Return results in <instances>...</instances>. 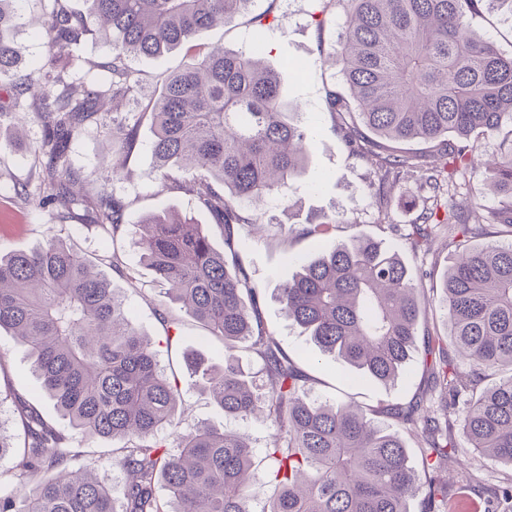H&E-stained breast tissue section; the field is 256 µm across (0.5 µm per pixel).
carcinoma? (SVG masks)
<instances>
[{"label":"carcinoma","instance_id":"cac0c4a2","mask_svg":"<svg viewBox=\"0 0 512 512\" xmlns=\"http://www.w3.org/2000/svg\"><path fill=\"white\" fill-rule=\"evenodd\" d=\"M22 2L0 0V79L10 81L13 99L11 111L0 108V122L43 126L36 176L47 195L39 203L68 215L83 209V221L111 232L114 244L128 232L127 204L108 185L122 179L138 143V115L117 111L141 92L130 60L193 52L145 104L152 155L164 186L192 196L223 229L228 252L212 246L206 225L169 212L142 219L135 234L142 261L167 285L160 319L169 320V304H178L222 339V367L195 357L190 366L224 415L268 423L264 455L274 471L258 510L249 437L203 425L168 448L160 433L178 427V390L160 369L154 343L134 327L96 264L51 234L33 250L0 256V330L25 347L40 388L72 428L123 442L112 467L125 476L124 498L116 501L98 463L85 461L31 407L19 412L22 446L0 433V459L13 458L16 481L0 495V512H408V499L421 489V512H448L453 500L466 512L467 500L455 499L463 484L440 478L455 461L456 433L512 467V241L468 244L478 226L512 228V204L487 210L443 198L468 187L475 173L495 194L512 197V139L497 155L475 159L480 139L512 123V54L474 23L482 6L512 9V0H319L317 25L337 6L345 15L333 48L341 87L326 89L337 132L357 154L382 149L379 185L412 179L432 192L407 237L411 248L439 229L455 246L439 298L450 342L426 341L431 392L386 409L420 439L418 469L399 433L353 398H310L305 376L261 326L259 288L239 261L233 226L256 223L245 208L266 197L291 210L288 181L305 168L312 135L281 95L260 44L248 52L192 45L199 31L234 21L254 0H90L83 14L68 0H49L39 22L46 55L29 72L21 68ZM97 34L110 46L100 64L108 77L81 81L73 52ZM108 101L112 112L101 111ZM109 117L113 162L100 187L86 192L69 149ZM339 222L327 213L289 225V233L321 240ZM100 263L133 281L135 271L117 253ZM277 292L285 315L322 354L384 385L405 372L422 308L432 303L400 254L367 235L301 264ZM243 350L258 358V372L243 366ZM503 369L509 374L481 386ZM450 407L460 411L454 426Z\"/></svg>","mask_w":512,"mask_h":512}]
</instances>
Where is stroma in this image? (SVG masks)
Wrapping results in <instances>:
<instances>
[{
	"label": "stroma",
	"instance_id": "35a3bbf8",
	"mask_svg": "<svg viewBox=\"0 0 512 512\" xmlns=\"http://www.w3.org/2000/svg\"><path fill=\"white\" fill-rule=\"evenodd\" d=\"M315 9L314 0H252L245 16L225 26L203 30L195 38L199 44L246 49L253 34L257 33L272 50L271 64L277 66L288 59L302 65V75L287 71L281 74L284 95L299 105L301 120L313 134V148L305 172L288 183V195L295 204L289 220L302 223L331 211L342 218L336 232L323 240L288 238L280 225L270 221L271 216L281 213L279 202L270 198L258 207L256 223L235 225V248L242 266L260 289L258 311L264 327L306 376L314 397L333 401L349 395L373 409L404 405L432 385L424 350L413 352L405 374L392 383L359 382L352 379L346 367L319 354L309 336L285 316L276 297L279 285L296 274L297 258L314 257L319 252L333 249L337 242L359 234L382 239L387 246L399 249L411 275L423 278L429 288L439 287L442 273L452 256L448 240L441 233L428 250L414 252L409 249L405 236L410 233L418 207L423 203L421 192L410 181L399 182L386 192H379L371 158L349 153L335 131L325 104V88L339 81L340 73L338 66L321 54L319 46L330 43L344 15L340 12L331 15L321 28L311 19ZM265 12L285 17V26L271 24L254 29L250 17ZM43 135L42 126L33 120L22 128L16 139L12 138L9 127L0 128V253L31 249L51 231L92 259L118 252L124 265L136 270L137 281L131 284L115 274L111 277L112 285L124 297L133 324L155 342L161 369L181 392L180 432H189L200 424L247 431L257 448L255 500L264 503L269 474V465L262 454L269 435L266 424L256 419L225 416L185 362L186 356L195 355L210 364H222L223 343L208 336L201 325L186 314H179L170 325L159 319L155 305L162 296L163 285L141 262L140 253L131 239L113 244L111 235L101 227L83 224L77 217L62 219L52 208L38 206L37 199L43 191L33 173ZM152 139L149 122H142L137 147L128 160L127 176L112 185L114 194L128 205V223H136L140 217L164 209L188 213L198 223L211 225L212 243L216 249H223L224 235L212 226L210 214L199 210L190 196L162 188L153 170ZM111 154V130L93 125L73 142L71 163L94 187L102 173V160ZM23 186L30 194L26 202L18 195ZM380 199L384 200L394 222L400 224V234H391L378 224L376 202ZM0 388L14 394L13 399L0 405V418L6 423H13L16 418L15 401L20 398L33 404L46 420L66 433L73 446L84 452L86 459L109 460L119 456V442L102 438L88 441L72 430L33 377L25 348L4 330L0 331ZM457 444V461L452 474L456 477L468 475L470 510L484 512L489 489L512 474V468L480 456L465 439H458Z\"/></svg>",
	"mask_w": 512,
	"mask_h": 512
}]
</instances>
